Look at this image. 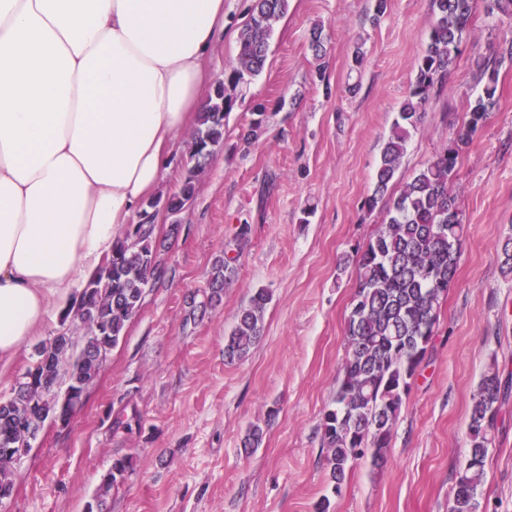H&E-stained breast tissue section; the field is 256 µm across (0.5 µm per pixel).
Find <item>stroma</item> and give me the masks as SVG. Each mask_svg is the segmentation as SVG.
Instances as JSON below:
<instances>
[{
	"mask_svg": "<svg viewBox=\"0 0 512 512\" xmlns=\"http://www.w3.org/2000/svg\"><path fill=\"white\" fill-rule=\"evenodd\" d=\"M250 4L224 0V38L207 59L213 80L237 55ZM288 4L263 72L234 93L224 141L194 198L178 214L157 213L165 277L147 288L83 406L67 424L46 421L32 440L0 512H86L122 455L133 468L108 512H314L326 495L331 512H449L481 377L494 363L512 378V276L502 274L496 251L512 236V61L499 67L497 107L459 156L462 255L387 461H356L334 497L318 425L346 359L353 259L386 221L365 200L433 15L431 0H388L381 15L376 0ZM317 26L328 38L322 60L309 47ZM509 34L512 19L477 8L455 67L429 92L390 194L451 145L480 90L477 59ZM257 101L269 118L248 144L243 133ZM243 223L252 235L236 278L205 317L190 319L191 296L204 291ZM259 288L272 294L263 338L245 359L225 363L224 336ZM62 316L52 308L31 344L0 366V397L35 345L61 331ZM254 424L263 425V442L243 448ZM486 472L480 512H512V392L500 404Z\"/></svg>",
	"mask_w": 512,
	"mask_h": 512,
	"instance_id": "obj_1",
	"label": "stroma"
}]
</instances>
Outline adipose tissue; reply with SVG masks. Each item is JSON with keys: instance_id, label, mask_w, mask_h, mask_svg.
Listing matches in <instances>:
<instances>
[{"instance_id": "obj_1", "label": "adipose tissue", "mask_w": 512, "mask_h": 512, "mask_svg": "<svg viewBox=\"0 0 512 512\" xmlns=\"http://www.w3.org/2000/svg\"><path fill=\"white\" fill-rule=\"evenodd\" d=\"M223 35L224 0H0V362L154 193Z\"/></svg>"}]
</instances>
